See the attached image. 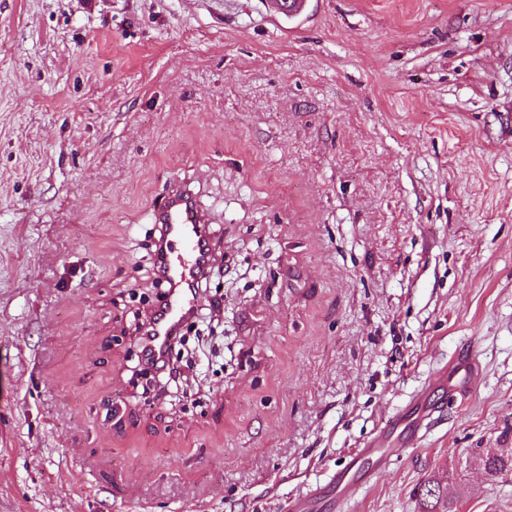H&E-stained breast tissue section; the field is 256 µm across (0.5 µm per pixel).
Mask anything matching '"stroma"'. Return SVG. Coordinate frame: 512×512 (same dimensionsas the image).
<instances>
[{
    "label": "stroma",
    "mask_w": 512,
    "mask_h": 512,
    "mask_svg": "<svg viewBox=\"0 0 512 512\" xmlns=\"http://www.w3.org/2000/svg\"><path fill=\"white\" fill-rule=\"evenodd\" d=\"M175 180L224 333L148 403ZM462 354L348 512H512V0H0V512H291ZM434 386L441 390L448 387L450 392L455 393H462L470 389L468 364L460 362L448 372L446 370L439 371L436 374ZM476 460L488 472L512 475V448H497V451L486 449L482 454L478 453ZM419 495L424 507L423 512H453L448 507V500L443 495L438 481H427L421 485Z\"/></svg>",
    "instance_id": "1"
}]
</instances>
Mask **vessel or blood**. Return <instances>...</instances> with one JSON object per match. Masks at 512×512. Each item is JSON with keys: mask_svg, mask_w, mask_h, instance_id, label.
Masks as SVG:
<instances>
[{"mask_svg": "<svg viewBox=\"0 0 512 512\" xmlns=\"http://www.w3.org/2000/svg\"><path fill=\"white\" fill-rule=\"evenodd\" d=\"M153 223L162 227L157 261L161 275L168 283L162 304L147 312L154 335L155 349L167 350L173 335L201 306V297L193 295L189 285L213 268L220 256L209 245L211 214L197 203V192L190 185L172 182L165 202L152 214ZM438 389L462 393L469 389L467 363H459L448 371H439L434 380ZM391 453L390 442L377 436L375 442L354 453L330 479L338 512L352 501L375 475L381 461Z\"/></svg>", "mask_w": 512, "mask_h": 512, "instance_id": "obj_1", "label": "vessel or blood"}]
</instances>
